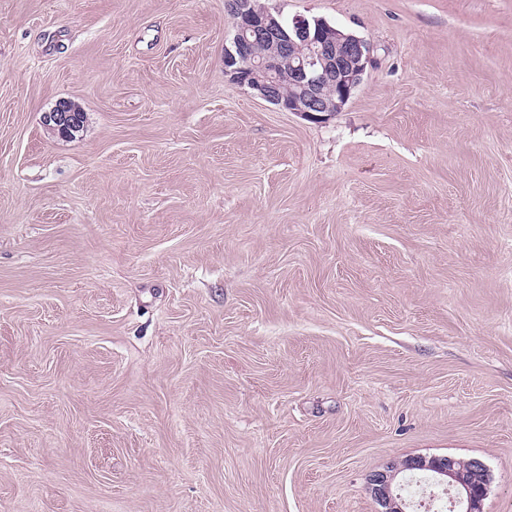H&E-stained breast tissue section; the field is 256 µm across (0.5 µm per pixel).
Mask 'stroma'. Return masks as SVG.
Wrapping results in <instances>:
<instances>
[{
    "mask_svg": "<svg viewBox=\"0 0 512 512\" xmlns=\"http://www.w3.org/2000/svg\"><path fill=\"white\" fill-rule=\"evenodd\" d=\"M264 2L372 44L328 122L225 0H0V512H378L417 455L512 512V0ZM44 121L50 127L55 128L59 135L70 136L72 132L77 130L78 115L76 114V108L70 102L60 101L50 112L45 113ZM460 459V458H459ZM452 456L411 457L402 463H390L371 475L369 491L379 504V512H407L409 504L395 483L404 471L429 473L436 484L454 490L449 500L451 512H484V500L489 491V470L478 459L464 462Z\"/></svg>",
    "mask_w": 512,
    "mask_h": 512,
    "instance_id": "1",
    "label": "stroma"
}]
</instances>
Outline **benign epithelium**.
Listing matches in <instances>:
<instances>
[{
    "label": "benign epithelium",
    "mask_w": 512,
    "mask_h": 512,
    "mask_svg": "<svg viewBox=\"0 0 512 512\" xmlns=\"http://www.w3.org/2000/svg\"><path fill=\"white\" fill-rule=\"evenodd\" d=\"M227 13L233 36L224 49V75L279 110L307 120L327 121L341 111L374 63L368 41L340 33L325 20L296 17L285 23L270 8L252 10L248 0H232ZM259 44L269 51L256 53ZM285 80L298 88L288 99L280 94ZM44 121L59 135L69 136L77 128L76 108L60 101L45 113ZM404 471L426 472L436 484L454 491L449 512H484L489 470L478 459L463 462L447 455L415 456L372 474L369 491L379 512H407L409 504L396 483Z\"/></svg>",
    "instance_id": "obj_1"
}]
</instances>
